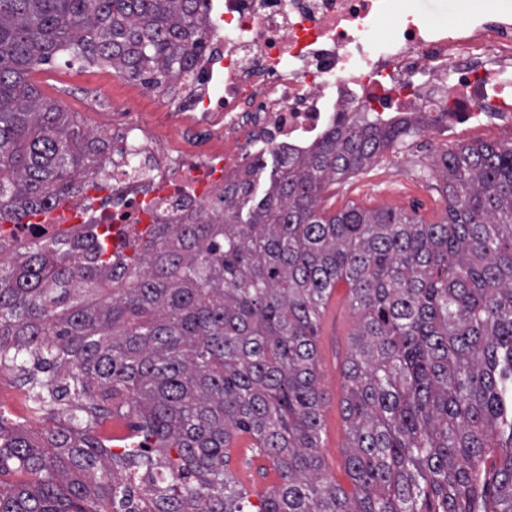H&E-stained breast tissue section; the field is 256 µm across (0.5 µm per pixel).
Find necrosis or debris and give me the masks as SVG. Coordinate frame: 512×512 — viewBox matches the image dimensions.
<instances>
[{"instance_id": "1", "label": "necrosis or debris", "mask_w": 512, "mask_h": 512, "mask_svg": "<svg viewBox=\"0 0 512 512\" xmlns=\"http://www.w3.org/2000/svg\"><path fill=\"white\" fill-rule=\"evenodd\" d=\"M382 0H209L210 31L192 76L160 97L179 131L136 126L112 140V167L71 207L23 224H175L206 207L255 160L306 152L350 125H399L442 139L512 133V0L440 29L396 17L369 34Z\"/></svg>"}]
</instances>
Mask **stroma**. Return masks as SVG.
Masks as SVG:
<instances>
[{
  "instance_id": "1",
  "label": "stroma",
  "mask_w": 512,
  "mask_h": 512,
  "mask_svg": "<svg viewBox=\"0 0 512 512\" xmlns=\"http://www.w3.org/2000/svg\"><path fill=\"white\" fill-rule=\"evenodd\" d=\"M32 81L44 98L74 113L86 130L108 133L116 121H144L161 131L171 126V116L159 105L155 90L140 81L116 76L108 67L70 65L57 59L39 66ZM443 146L442 140L426 134L407 137L398 151L385 153L351 177L330 183L321 195L322 208L330 214L351 207L396 210L423 224L439 222L446 206L441 183L435 177L423 178L421 172L432 165ZM356 326L350 288L347 283H339L321 312L315 342L319 386L325 397L321 411L323 473L348 492L353 485L346 467L349 424L342 397L344 370ZM26 404L27 388L21 373L9 366L1 367L0 419L5 424L20 422L36 432L65 418L69 409L68 404L59 402L32 415ZM228 468L254 497L279 482L272 460L260 455L245 434L239 435L231 448Z\"/></svg>"
}]
</instances>
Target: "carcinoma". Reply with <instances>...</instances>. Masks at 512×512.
<instances>
[{"mask_svg": "<svg viewBox=\"0 0 512 512\" xmlns=\"http://www.w3.org/2000/svg\"><path fill=\"white\" fill-rule=\"evenodd\" d=\"M208 31L204 0H0V223L60 204L111 159L33 70L69 56L161 89ZM405 133L335 131L281 160L260 199L250 179L229 183L183 223L149 225L130 255L112 225L85 224L14 246L7 268L0 238V365L34 410L72 405L38 435L0 425V512H512V147L439 155V223L319 208L325 182ZM341 281L359 320L351 493L320 456L315 336ZM131 412L136 434L97 436ZM239 432L279 475L251 510L227 469ZM11 461L32 480H2Z\"/></svg>", "mask_w": 512, "mask_h": 512, "instance_id": "obj_1", "label": "carcinoma"}]
</instances>
